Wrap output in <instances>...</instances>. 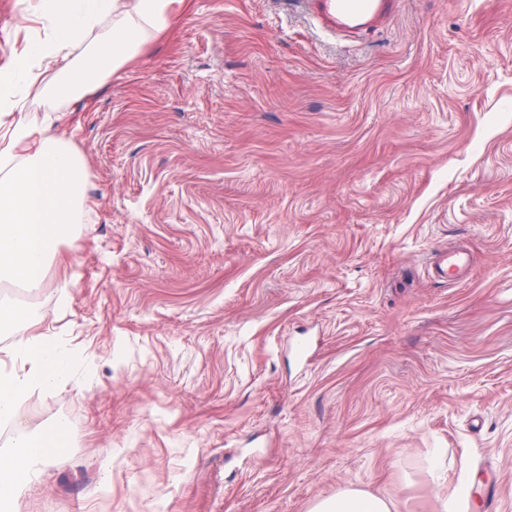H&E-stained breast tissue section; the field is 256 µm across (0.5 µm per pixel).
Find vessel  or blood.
Wrapping results in <instances>:
<instances>
[{
  "label": "vessel or blood",
  "mask_w": 512,
  "mask_h": 512,
  "mask_svg": "<svg viewBox=\"0 0 512 512\" xmlns=\"http://www.w3.org/2000/svg\"><path fill=\"white\" fill-rule=\"evenodd\" d=\"M311 15L336 37H349L380 29L396 12L399 0H307ZM469 262L466 251L439 254L436 268L445 276L458 274Z\"/></svg>",
  "instance_id": "b4317fda"
}]
</instances>
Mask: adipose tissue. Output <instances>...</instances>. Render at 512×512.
<instances>
[{"mask_svg":"<svg viewBox=\"0 0 512 512\" xmlns=\"http://www.w3.org/2000/svg\"><path fill=\"white\" fill-rule=\"evenodd\" d=\"M188 0H38L47 37L28 42L0 64V287H40L62 242L75 239L88 205V171L68 138L70 106L96 92L108 76L137 60L178 22ZM43 103L42 118L28 105ZM26 309L0 301V326L14 328L19 368L0 367V422L17 425L20 404L37 389L61 386L69 352L23 331ZM67 444L64 421L30 436L15 430L11 453L0 452V512H14L23 488L39 479L51 450ZM396 504L347 489L312 512H396Z\"/></svg>","mask_w":512,"mask_h":512,"instance_id":"obj_1","label":"adipose tissue"}]
</instances>
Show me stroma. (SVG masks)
Instances as JSON below:
<instances>
[{
	"label": "stroma",
	"mask_w": 512,
	"mask_h": 512,
	"mask_svg": "<svg viewBox=\"0 0 512 512\" xmlns=\"http://www.w3.org/2000/svg\"><path fill=\"white\" fill-rule=\"evenodd\" d=\"M0 0V63L45 30ZM92 202L41 287L73 356L21 403L69 445L16 512H512V0H191L71 115ZM464 247L458 281L435 254ZM322 29L337 37L376 31L396 12L399 0H303ZM396 504L370 492L347 489L318 502L312 512H393Z\"/></svg>",
	"instance_id": "35a3bbf8"
}]
</instances>
